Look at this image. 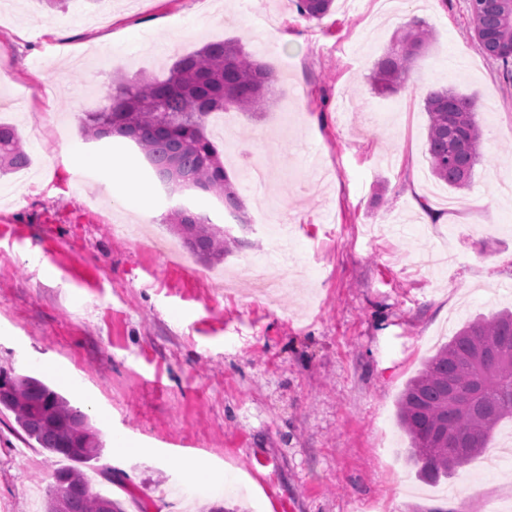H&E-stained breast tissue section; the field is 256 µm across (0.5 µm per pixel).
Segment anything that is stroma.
Returning a JSON list of instances; mask_svg holds the SVG:
<instances>
[{
	"label": "stroma",
	"instance_id": "1",
	"mask_svg": "<svg viewBox=\"0 0 512 512\" xmlns=\"http://www.w3.org/2000/svg\"><path fill=\"white\" fill-rule=\"evenodd\" d=\"M432 31L406 84L369 76L412 19ZM469 0H45L0 5V124L27 167L0 177V369L44 379L100 430L86 472L124 512H512V462L419 479L397 402L469 320L512 308V83L472 36ZM241 40L277 71L275 103L208 121L244 203L191 207L233 237L223 262L168 246L166 197L135 145L87 141L117 76L165 78L204 44ZM473 96L483 158L470 188L431 173L419 83ZM150 189V217L111 169ZM304 266L259 298L241 258ZM0 413V512H43L56 457ZM121 434L142 448L128 459ZM197 465L210 479L193 481ZM112 470L111 479L100 468ZM471 496H461L465 487ZM113 174L116 176L115 181L112 182L113 196L125 206L149 217L148 188L140 185L130 171H113Z\"/></svg>",
	"mask_w": 512,
	"mask_h": 512
}]
</instances>
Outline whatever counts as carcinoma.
I'll return each instance as SVG.
<instances>
[{"label":"carcinoma","instance_id":"1","mask_svg":"<svg viewBox=\"0 0 512 512\" xmlns=\"http://www.w3.org/2000/svg\"><path fill=\"white\" fill-rule=\"evenodd\" d=\"M470 0L474 29L512 43V0L489 8ZM333 0H298L300 14L326 16ZM431 40L424 21L412 19L370 76L381 93L400 88ZM273 72L252 58L239 40L208 43L177 59L162 80L117 78L112 103L88 112L85 140L114 137L133 143L164 184L207 192L234 214L241 201L206 133L209 114L236 109L261 112L273 103ZM427 154L432 174L451 189L470 186L482 159V130L474 102L448 88L424 100ZM29 156L15 127L0 124V173L27 166ZM169 221L197 257L224 260V228L187 206ZM0 410L13 414L18 433L71 461L55 469L45 512H122L120 504L92 492L81 465L96 460L102 442L88 417L43 380L0 370ZM397 416L410 440L421 476L447 478L488 449L494 430L512 420V310L465 323L412 378Z\"/></svg>","mask_w":512,"mask_h":512}]
</instances>
